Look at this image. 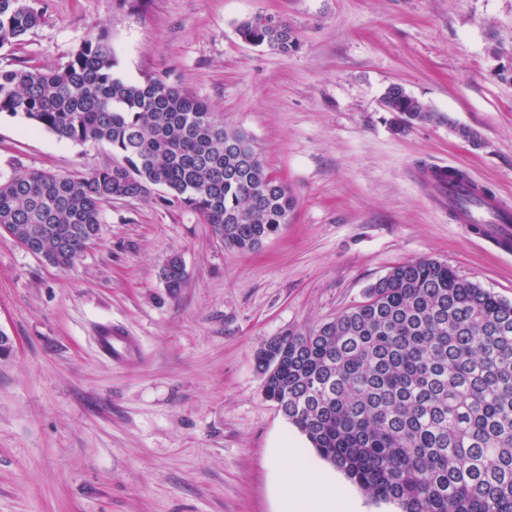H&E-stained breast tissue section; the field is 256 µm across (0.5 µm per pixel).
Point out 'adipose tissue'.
Listing matches in <instances>:
<instances>
[{"mask_svg":"<svg viewBox=\"0 0 512 512\" xmlns=\"http://www.w3.org/2000/svg\"><path fill=\"white\" fill-rule=\"evenodd\" d=\"M280 512H361L360 505L339 486L335 473L324 470L310 457L308 449L286 443L274 449Z\"/></svg>","mask_w":512,"mask_h":512,"instance_id":"obj_1","label":"adipose tissue"}]
</instances>
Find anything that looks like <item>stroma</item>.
Listing matches in <instances>:
<instances>
[{"instance_id":"1","label":"stroma","mask_w":512,"mask_h":512,"mask_svg":"<svg viewBox=\"0 0 512 512\" xmlns=\"http://www.w3.org/2000/svg\"><path fill=\"white\" fill-rule=\"evenodd\" d=\"M0 68L57 67L105 27L118 75L162 77L246 130L296 198L254 252L225 247L160 191L105 204L68 269L0 233V512H278L272 448L298 430L265 399L256 351L363 300L429 257L512 303V249L439 208L414 175L443 163L512 203V0H41ZM281 17L300 46L241 40ZM442 114L399 132L390 85ZM475 129L480 145L454 125ZM0 117V174L81 176L111 163ZM180 256L185 285L160 277ZM107 325L137 338L102 358ZM99 352L113 361L133 362L139 353V344L135 337L123 336L110 327H102L97 336Z\"/></svg>"}]
</instances>
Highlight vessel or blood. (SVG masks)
<instances>
[{
  "instance_id": "vessel-or-blood-1",
  "label": "vessel or blood",
  "mask_w": 512,
  "mask_h": 512,
  "mask_svg": "<svg viewBox=\"0 0 512 512\" xmlns=\"http://www.w3.org/2000/svg\"><path fill=\"white\" fill-rule=\"evenodd\" d=\"M422 178L437 189L439 205L457 211L459 223L484 225L503 246L512 245V207L496 198L485 197L477 182L449 180L448 168L444 165H434ZM97 347L103 356L113 361L132 362L139 353L135 337L121 335L109 327L99 330Z\"/></svg>"
}]
</instances>
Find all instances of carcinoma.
<instances>
[{
	"mask_svg": "<svg viewBox=\"0 0 512 512\" xmlns=\"http://www.w3.org/2000/svg\"><path fill=\"white\" fill-rule=\"evenodd\" d=\"M42 18L40 0H0V49ZM237 32L281 53L299 46L288 21L260 13ZM116 67L101 29L53 69H0V116L112 149V163L85 176H0V226L17 242L71 267L101 231L104 203L153 190L241 252L289 222L295 197L246 131L188 92L125 80ZM383 103L399 131L447 120L399 85ZM162 282L177 295L180 267H165ZM276 341L275 359L255 356L265 397L363 490L400 512H512V303L422 257L391 268L363 302Z\"/></svg>",
	"mask_w": 512,
	"mask_h": 512,
	"instance_id": "cac0c4a2",
	"label": "carcinoma"
}]
</instances>
